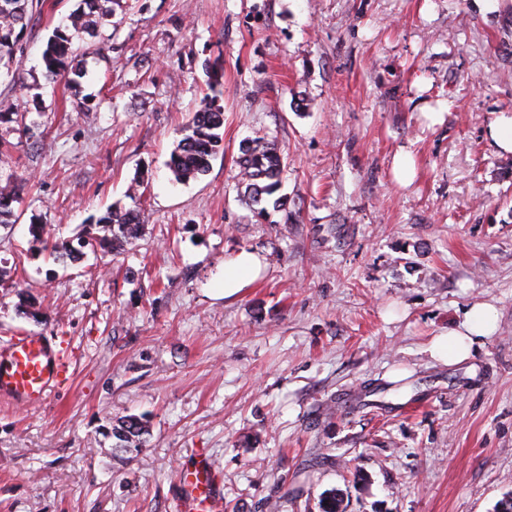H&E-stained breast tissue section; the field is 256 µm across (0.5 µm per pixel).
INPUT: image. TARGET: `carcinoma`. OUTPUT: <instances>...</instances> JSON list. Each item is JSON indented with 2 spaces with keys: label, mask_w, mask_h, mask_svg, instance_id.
<instances>
[{
  "label": "carcinoma",
  "mask_w": 512,
  "mask_h": 512,
  "mask_svg": "<svg viewBox=\"0 0 512 512\" xmlns=\"http://www.w3.org/2000/svg\"><path fill=\"white\" fill-rule=\"evenodd\" d=\"M117 0H77L76 7L67 15L66 23L53 29L42 54L43 77L56 83L73 74L68 84H75L81 74L75 64L80 47L74 37L87 34L95 37L99 29L112 17ZM33 0H0V68H9L10 60L20 48L23 35L28 31L33 18ZM224 128V109L217 104V96L208 99L200 110L193 113L186 126V134L179 140L168 163L175 181L187 182L206 174L211 161L222 142L220 130ZM240 184L243 196L257 216L267 213V204L275 210L287 209L288 199L277 195L280 176L285 168V157L278 144L265 137H257L240 145L238 160ZM15 191L11 180L0 187V224H9L13 216L12 203ZM101 235L95 237V246L102 250L119 253L132 243L143 230L141 212L110 208L98 219ZM32 237L45 244L56 261L73 263L84 257L86 243L78 246L59 247L44 238L45 228L41 224L30 226ZM112 452L138 450L147 442V421L142 416L125 415L112 421ZM343 494L333 488L321 495V512H342Z\"/></svg>",
  "instance_id": "obj_1"
}]
</instances>
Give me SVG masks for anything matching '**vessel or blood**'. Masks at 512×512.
Masks as SVG:
<instances>
[{"label": "vessel or blood", "instance_id": "vessel-or-blood-1", "mask_svg": "<svg viewBox=\"0 0 512 512\" xmlns=\"http://www.w3.org/2000/svg\"><path fill=\"white\" fill-rule=\"evenodd\" d=\"M66 365L52 337L26 334L0 344V398L22 406L43 404L61 386ZM208 457H200L184 473L181 504L184 512H211L219 490Z\"/></svg>", "mask_w": 512, "mask_h": 512}]
</instances>
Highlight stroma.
Returning <instances> with one entry per match:
<instances>
[{"label": "stroma", "instance_id": "obj_1", "mask_svg": "<svg viewBox=\"0 0 512 512\" xmlns=\"http://www.w3.org/2000/svg\"><path fill=\"white\" fill-rule=\"evenodd\" d=\"M75 0H40L0 76V174L24 180L0 226V343L54 337L69 379L44 404L0 399V512H180L198 454L217 512H494L512 493V0H122L82 37L77 89L42 52ZM218 61L224 150L175 182L180 129ZM288 158V209L254 217L242 141ZM133 246L53 262L109 208ZM248 250L262 275L212 298ZM40 311L31 319L21 300ZM492 306L468 359L432 342ZM145 416L136 456L112 419Z\"/></svg>", "mask_w": 512, "mask_h": 512}]
</instances>
